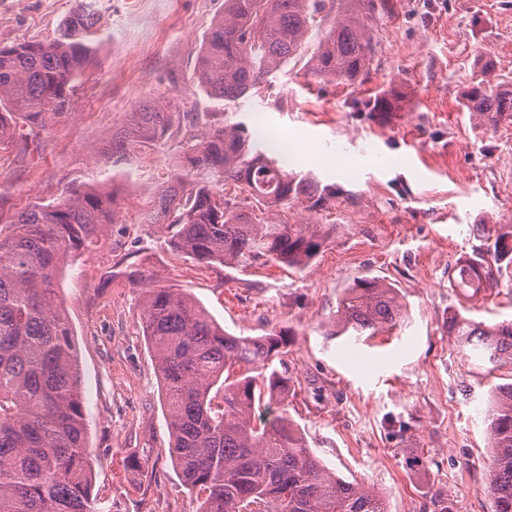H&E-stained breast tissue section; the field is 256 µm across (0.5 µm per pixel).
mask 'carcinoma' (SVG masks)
Instances as JSON below:
<instances>
[{"mask_svg":"<svg viewBox=\"0 0 512 512\" xmlns=\"http://www.w3.org/2000/svg\"><path fill=\"white\" fill-rule=\"evenodd\" d=\"M394 11V0H224L203 41L199 87L215 99L243 97L300 54L316 28L310 74L338 85L365 80L373 23ZM101 35L95 0H74L54 38L0 43V144L66 114ZM491 76L483 73L464 107L494 125L512 112V95L482 91ZM184 131L199 140L189 158L194 181L187 186L179 176L161 195L169 244L201 264L308 265L325 240L321 225L269 213L291 201L321 211L336 189L287 171L259 150L266 139L251 138L243 126H213L199 112L147 101L112 136V158L118 163L136 146ZM116 207L110 191L73 190L0 229V512H99L77 350L56 275L69 253L98 244ZM473 235L483 244L450 278L470 298L498 288L512 268V224H478ZM129 278L143 284V330L166 387L169 458L200 496L201 512H389L379 492L337 476L307 448L288 408L264 416L288 393V376L278 369L284 331L234 336L187 293L138 271ZM401 308L395 288L365 277L342 291L333 322L339 335L374 336L396 326ZM449 327L491 371L512 366V320L487 325L459 314ZM484 421L494 451V512H512V382L490 387Z\"/></svg>","mask_w":512,"mask_h":512,"instance_id":"cac0c4a2","label":"carcinoma"}]
</instances>
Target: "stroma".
<instances>
[{
  "instance_id": "stroma-1",
  "label": "stroma",
  "mask_w": 512,
  "mask_h": 512,
  "mask_svg": "<svg viewBox=\"0 0 512 512\" xmlns=\"http://www.w3.org/2000/svg\"><path fill=\"white\" fill-rule=\"evenodd\" d=\"M73 0H0V43L52 39ZM224 0H99V61L80 79L69 115L39 145L0 148V228L32 205L73 189L117 196L97 246L68 256L60 306L74 331L85 402L93 495L112 512H197L168 456V412L153 350L142 332L138 270L185 289L236 336L288 332V413L308 448L350 481L383 491L389 512H494L492 456L481 414L490 381L447 327L512 319V274L491 296L468 299L448 273L471 256L477 224H512V114L483 125L464 107L484 69L489 94L512 91V0H396L374 25L369 79L350 87L312 77L305 58L237 101L198 87L205 33ZM391 97L390 112L364 104ZM243 123L285 142L290 169L336 189L322 213L293 205L290 223L324 225L303 270L205 267L152 223L173 174H186L187 134L127 163L104 155L113 133L146 100ZM372 157L362 172L336 158ZM393 285L403 303L389 333H333L344 288L362 277Z\"/></svg>"
}]
</instances>
